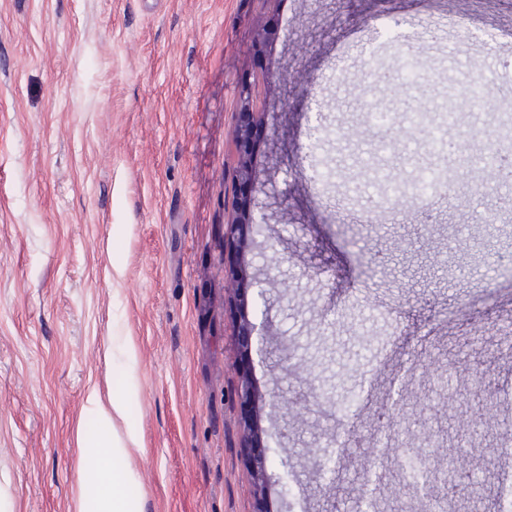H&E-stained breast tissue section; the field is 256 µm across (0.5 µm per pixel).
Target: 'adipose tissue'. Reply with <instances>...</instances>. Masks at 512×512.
I'll list each match as a JSON object with an SVG mask.
<instances>
[{
	"label": "adipose tissue",
	"mask_w": 512,
	"mask_h": 512,
	"mask_svg": "<svg viewBox=\"0 0 512 512\" xmlns=\"http://www.w3.org/2000/svg\"><path fill=\"white\" fill-rule=\"evenodd\" d=\"M84 413L97 424L95 434H83L79 445L96 451L92 492L78 497L75 512H143L142 497H130L124 492L134 476L131 468H116L115 458L132 460L143 450V441L134 426H127L125 435L115 430L116 420L127 417L126 401L118 397H105L90 391L84 401Z\"/></svg>",
	"instance_id": "1"
}]
</instances>
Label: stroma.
<instances>
[{
    "label": "stroma",
    "instance_id": "obj_1",
    "mask_svg": "<svg viewBox=\"0 0 512 512\" xmlns=\"http://www.w3.org/2000/svg\"><path fill=\"white\" fill-rule=\"evenodd\" d=\"M245 84L250 208L277 221L234 233ZM506 97L512 0H0V512H73L93 389L126 398L142 436L127 493L146 491L144 512L447 500L439 474L409 491L399 460L419 419L457 425L486 389L512 420V182L477 196L462 167L498 147ZM363 100L395 122L370 124ZM450 100L455 124L408 132ZM457 168L424 206L392 193ZM479 226L506 263L457 248ZM382 413L397 427L381 455ZM500 418L464 448L483 463L466 512H498L512 484ZM338 441L369 467L316 471ZM255 456L287 488L259 487ZM242 100V118L235 130L234 142L237 152V162L235 166V184L242 196L247 190L252 189L257 180V173L249 160L254 146V126L253 113L250 112V90L249 86L244 85L240 90Z\"/></svg>",
    "mask_w": 512,
    "mask_h": 512
}]
</instances>
